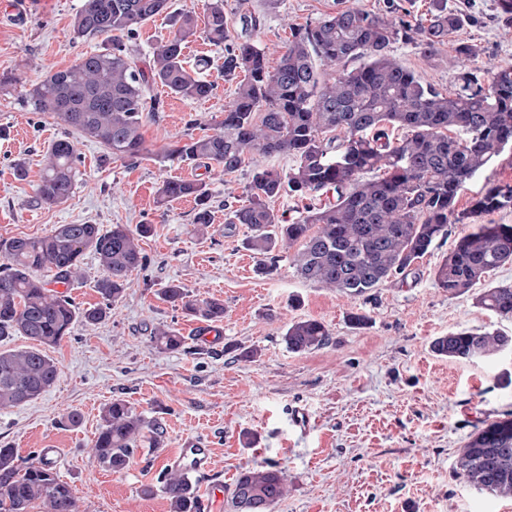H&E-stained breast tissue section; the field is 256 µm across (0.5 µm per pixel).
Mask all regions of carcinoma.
Listing matches in <instances>:
<instances>
[{
	"label": "carcinoma",
	"instance_id": "cac0c4a2",
	"mask_svg": "<svg viewBox=\"0 0 512 512\" xmlns=\"http://www.w3.org/2000/svg\"><path fill=\"white\" fill-rule=\"evenodd\" d=\"M171 19L167 37L152 45L148 70L131 59L127 42L147 21ZM472 22L469 15L433 0L415 22L371 13L356 3L326 13L295 32L282 47L274 70L268 48L249 39L229 41L224 0H214L204 21L191 11H170V0H84L75 16L78 37L103 36L110 46L82 54L65 70L48 72L25 92L35 112L54 117L67 130L91 138L114 160L133 161L145 152L144 113L160 101L146 88L159 85L187 100H204L214 85L200 76L203 64L186 67L183 50L201 33L224 46V77L237 80L233 101L212 134L176 142L157 153L163 162L201 160L215 175L252 164L246 203L227 213L226 223L245 224L248 249L259 256L256 271L268 275L265 258L290 250L299 276L322 288L361 296L403 274L448 225L471 224L435 271L450 294L472 288L497 268L512 264V224L478 220L512 208V184H494L467 210L456 209L463 187L495 157L512 149V64L464 72L455 91L425 84L390 55L393 43L410 40L431 57L448 36ZM359 65L350 68L348 63ZM289 155L296 164L283 173L265 163ZM77 142L64 135L49 145L34 201L54 207L74 192ZM331 194V201L283 223L269 202L288 193ZM191 197L194 223L211 221V196L201 180L166 179L158 188L165 205ZM150 225L57 224L40 237L0 240V341L20 336L30 345L0 351V409L37 399L57 382L59 363L43 347L60 344L78 322L98 324L124 293L129 272L142 263L139 241ZM103 271L97 281L102 305L80 309L51 284H69L86 254ZM164 301L208 322L224 319V304L191 299L183 288L161 290ZM476 304L512 319V285L483 289ZM160 349L178 351L184 337L159 328ZM283 340L289 351L306 353L326 345L329 332L318 320L290 325ZM512 348V336L498 330L452 331L432 342L433 352L456 362L489 358ZM161 442L164 430L121 399L103 410L92 446L98 464L114 472L133 459L145 432ZM460 474L479 491L512 497V418L476 429L462 448ZM286 491V475L275 463L246 467L236 478L233 512H273ZM170 512H197L190 477L165 475ZM77 512L70 485L41 460L18 463L13 448H0V512Z\"/></svg>",
	"mask_w": 512,
	"mask_h": 512
}]
</instances>
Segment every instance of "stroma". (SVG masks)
Here are the masks:
<instances>
[{
	"label": "stroma",
	"mask_w": 512,
	"mask_h": 512,
	"mask_svg": "<svg viewBox=\"0 0 512 512\" xmlns=\"http://www.w3.org/2000/svg\"><path fill=\"white\" fill-rule=\"evenodd\" d=\"M12 0H0V73L20 77L0 91V239L41 236L56 224H96L101 229L148 224L141 242L143 262L128 277L122 300L104 323H76L70 336L49 349L62 369L59 381L26 405L0 410V447L19 456L59 451L60 479L75 495L79 512H169L161 476L165 454L190 439L213 450L209 476L193 482L202 491L209 479L224 482L232 496L240 469L277 463L287 473L288 491L274 512H512V498L476 490L458 473L457 461L471 433L512 413V351L474 362L436 356L432 341L448 332L486 328L512 335V320L482 311L478 288L452 295L436 285L434 271L465 224L448 227V237L406 276L352 297L301 279L291 254L274 253L272 274L254 270L245 246L251 231L225 223L228 209L246 201L247 171L219 178L202 162L162 163L164 147L212 132L234 97L235 81L222 73L223 48L203 38L188 43V64L207 59L204 77L215 90L206 100H185L151 88L159 111L149 113L143 132L147 155L134 165L112 159L100 144L78 137L79 159L72 197L57 207L37 205L48 144L62 128L32 111L23 95L51 71L69 67L97 50L100 39L79 38L73 21L82 0H40L26 24H18ZM349 0H224L232 38L243 36L268 48L276 67L279 47L292 28L314 22ZM472 21L432 58L409 41L391 54L422 82L454 90L460 65L455 47L477 45L476 69L512 64V25L501 17L499 0H448ZM261 18L246 29L242 16ZM24 164L17 173L16 164ZM166 179H202L211 193V221L194 223L195 203L182 198L158 207ZM101 269L86 256L67 290L74 304L101 305L96 282ZM190 298L223 301L220 336L205 342L195 334L200 319L162 300L168 284ZM366 318L365 325L351 321ZM321 321L327 345L290 352L283 335L294 322ZM185 338L175 352L155 346V329ZM256 358H246L249 350ZM126 401L166 429L160 447L142 442L127 469L100 467L90 444L102 423L103 407ZM305 409L310 429L290 423L292 408ZM80 415L70 424L69 413Z\"/></svg>",
	"instance_id": "1"
}]
</instances>
